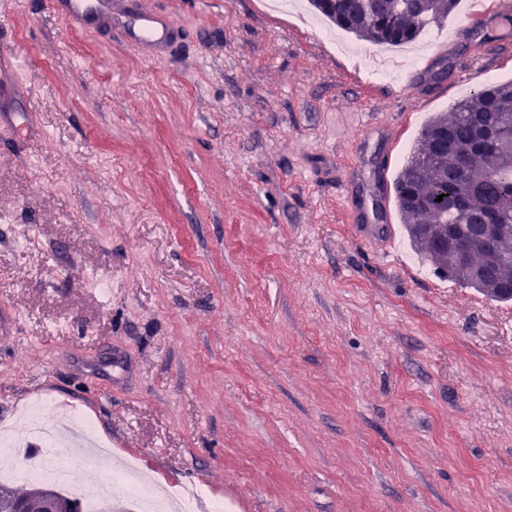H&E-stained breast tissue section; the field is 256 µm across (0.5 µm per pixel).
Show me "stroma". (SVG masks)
<instances>
[{"mask_svg": "<svg viewBox=\"0 0 512 512\" xmlns=\"http://www.w3.org/2000/svg\"><path fill=\"white\" fill-rule=\"evenodd\" d=\"M185 37L0 0V428L24 474L36 403L88 418L158 491L231 512H512V302L390 256L345 207L424 121L512 80V0H460L406 89L361 42L267 0H138ZM480 78L461 74L472 58ZM204 495L196 485H186L178 488L170 501L176 512H194Z\"/></svg>", "mask_w": 512, "mask_h": 512, "instance_id": "1", "label": "stroma"}]
</instances>
